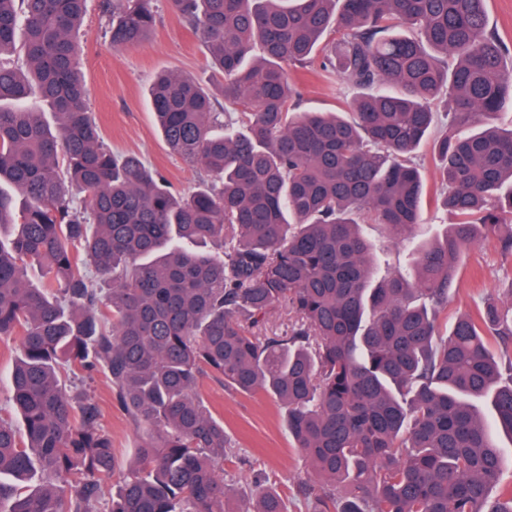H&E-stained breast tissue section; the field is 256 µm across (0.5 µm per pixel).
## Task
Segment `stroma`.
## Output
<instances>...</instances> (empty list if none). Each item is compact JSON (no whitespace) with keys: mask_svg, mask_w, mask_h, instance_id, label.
<instances>
[{"mask_svg":"<svg viewBox=\"0 0 512 512\" xmlns=\"http://www.w3.org/2000/svg\"><path fill=\"white\" fill-rule=\"evenodd\" d=\"M106 28L100 0H88L87 14L74 39L88 106L104 143L112 151L140 155L178 189L198 188L206 181L207 174L169 152L153 122L148 87L156 72L176 70L210 90H217L220 79L211 68L207 48L164 4L159 7L155 29L145 45L113 48ZM288 77L304 109L335 111L340 89L334 79L296 68L289 69ZM452 221V216L445 213L425 211L423 223L411 228L398 241L382 226L362 225V235L380 260L376 277L406 266L418 242L443 233L446 224ZM511 272L512 263L498 253L495 240H487L466 252L448 305L449 317L474 312L485 301L498 297L503 278ZM68 391L72 396L92 399L102 411L101 424L112 437L116 455L115 471L105 482L109 495L115 492L134 459L138 443L134 425L113 401L103 373L71 379ZM199 393L211 412L223 420L230 439L222 465L225 480L234 488L247 490L256 475H263L268 487L287 502L290 512H307L299 486L304 482L317 484L318 478L294 448L285 411L277 400L262 390L243 394L226 389L209 377L202 380ZM108 495L99 501L96 512H107Z\"/></svg>","mask_w":512,"mask_h":512,"instance_id":"35a3bbf8","label":"stroma"}]
</instances>
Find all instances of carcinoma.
<instances>
[{"label":"carcinoma","instance_id":"carcinoma-1","mask_svg":"<svg viewBox=\"0 0 512 512\" xmlns=\"http://www.w3.org/2000/svg\"><path fill=\"white\" fill-rule=\"evenodd\" d=\"M87 3L0 0V230L13 228L0 337L18 342L24 426L0 417V512H93L112 437L65 386L93 371L142 431L108 512H227L206 375L285 409L322 481L300 488L312 512H512L511 485L493 494L506 461L471 403L487 399L512 439V354L490 349H512V302L439 331L463 254L494 236L512 257V232L498 234L512 223V128L495 122L512 106V52L486 0H168L223 79L218 95L169 70L150 86L171 154L211 177L188 193L104 145L73 40ZM100 8L113 46L149 40L156 0ZM314 65L364 93L300 111L288 68ZM429 140L433 194L416 161ZM431 206L454 222L414 247L409 272L374 282L360 225L400 237ZM280 307L294 321L270 336ZM242 499L238 512H288L272 491Z\"/></svg>","mask_w":512,"mask_h":512}]
</instances>
